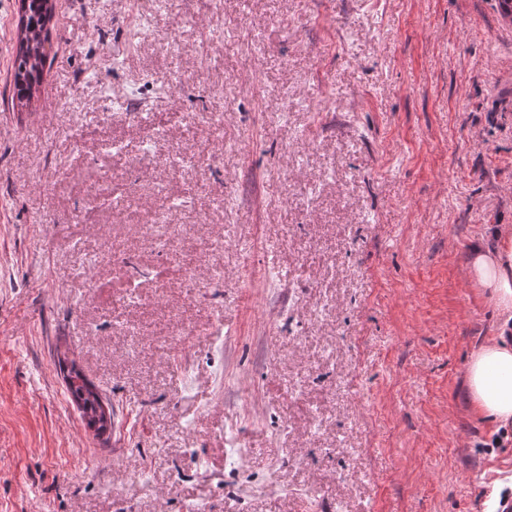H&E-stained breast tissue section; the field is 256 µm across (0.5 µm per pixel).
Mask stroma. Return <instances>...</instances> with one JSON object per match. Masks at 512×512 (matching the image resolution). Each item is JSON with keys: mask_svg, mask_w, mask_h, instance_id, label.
Wrapping results in <instances>:
<instances>
[{"mask_svg": "<svg viewBox=\"0 0 512 512\" xmlns=\"http://www.w3.org/2000/svg\"><path fill=\"white\" fill-rule=\"evenodd\" d=\"M53 3L14 109L20 3L0 0V512H488L512 492V443L463 384L497 322L468 255L512 225L496 0ZM67 391L72 401L82 414L88 429L97 436H103L112 429V410L109 411V420L98 418L102 405H107L95 387L87 381L81 370L71 361L70 368L65 375Z\"/></svg>", "mask_w": 512, "mask_h": 512, "instance_id": "obj_1", "label": "stroma"}]
</instances>
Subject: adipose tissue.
<instances>
[{
    "instance_id": "adipose-tissue-1",
    "label": "adipose tissue",
    "mask_w": 512,
    "mask_h": 512,
    "mask_svg": "<svg viewBox=\"0 0 512 512\" xmlns=\"http://www.w3.org/2000/svg\"><path fill=\"white\" fill-rule=\"evenodd\" d=\"M468 266L472 283L487 292L499 320L495 335L468 359L466 400L475 413L512 430V226L497 227L493 245L473 247Z\"/></svg>"
}]
</instances>
